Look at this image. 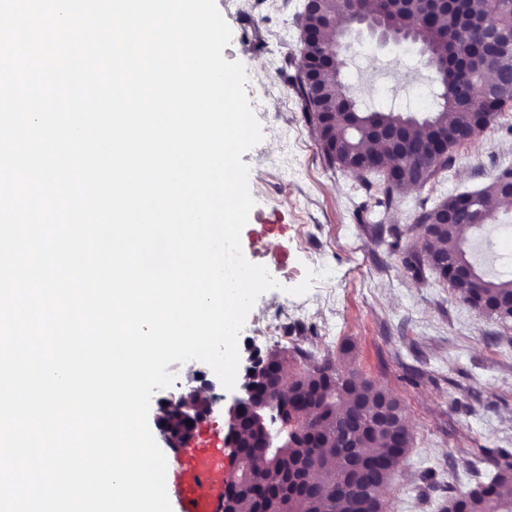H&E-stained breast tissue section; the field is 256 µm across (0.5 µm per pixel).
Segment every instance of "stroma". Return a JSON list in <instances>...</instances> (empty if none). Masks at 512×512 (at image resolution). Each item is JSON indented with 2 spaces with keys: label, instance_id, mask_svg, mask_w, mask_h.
<instances>
[{
  "label": "stroma",
  "instance_id": "stroma-1",
  "mask_svg": "<svg viewBox=\"0 0 512 512\" xmlns=\"http://www.w3.org/2000/svg\"><path fill=\"white\" fill-rule=\"evenodd\" d=\"M305 0H217L234 37L224 48L244 64L250 105L262 141L244 153L250 192L273 232L248 221L245 257L280 287L260 295L248 323L291 312L289 335L316 357L352 343V365L402 403L413 446L389 483L386 512H440L449 487L471 486L475 472H491L487 452L512 451V321L483 315L456 299L429 270L414 272L392 251L393 241L420 250L415 218L422 204L484 188L499 167L512 165V106L423 187L403 191L389 211L376 208L373 173L351 174L326 162L302 110L294 83ZM343 81L375 105L408 97L412 112L432 107L431 78L415 45H386L363 36L346 54ZM512 225V205L498 224L471 235L485 270L512 263L501 248L499 224ZM281 263H274L273 254ZM330 269L308 293L289 294L306 269Z\"/></svg>",
  "mask_w": 512,
  "mask_h": 512
}]
</instances>
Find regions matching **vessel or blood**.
I'll list each match as a JSON object with an SVG mask.
<instances>
[{
    "label": "vessel or blood",
    "mask_w": 512,
    "mask_h": 512,
    "mask_svg": "<svg viewBox=\"0 0 512 512\" xmlns=\"http://www.w3.org/2000/svg\"><path fill=\"white\" fill-rule=\"evenodd\" d=\"M231 478L224 441L204 424L187 447L178 449L175 463L166 471L176 512H222L224 491Z\"/></svg>",
    "instance_id": "1"
}]
</instances>
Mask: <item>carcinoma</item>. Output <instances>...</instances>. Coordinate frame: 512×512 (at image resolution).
Segmentation results:
<instances>
[{
  "label": "carcinoma",
  "instance_id": "carcinoma-1",
  "mask_svg": "<svg viewBox=\"0 0 512 512\" xmlns=\"http://www.w3.org/2000/svg\"><path fill=\"white\" fill-rule=\"evenodd\" d=\"M336 0H327L331 25L320 15L303 14L302 28L313 29L320 43H300V53L309 57L306 66L324 65L325 83L333 90L324 97L312 96L306 71H301L298 97L309 123L316 127L327 162L342 171L362 168L380 174L376 206L390 209L404 184L421 186L431 182L448 159L436 158L430 148L440 138L448 139V151L456 147L457 135L477 137L483 118L464 101L465 91L483 83L496 71L512 70V0H468L462 15L449 14L428 24L418 15L400 10L389 0H356L352 8L336 11ZM382 7L391 29L419 46L425 65L441 72L448 88L432 94L433 108L425 117L412 114L401 104L388 109L366 106L348 92L338 93L342 83L341 60L323 55V44L349 34L350 11L368 14ZM495 23L507 39L490 49L482 47L484 25ZM512 104V86L503 85L491 94L495 112ZM398 126L409 140L399 154L391 142L377 137L374 129ZM512 179V168L496 174L480 191L481 224H492L499 213L498 187ZM453 214V223L442 224L434 239L438 263L430 270L438 274L454 294L473 309L499 320H512V312L502 313L493 305L500 296L512 294V278L489 277L473 267L472 279L458 283L453 268L470 264L473 258L467 233L479 228L472 222L469 193L449 196L443 202L422 209L418 226L440 220L441 210ZM263 364L259 394L275 403L281 399L280 380L291 381L288 393V435L275 445L278 452H265L249 442L241 449L244 462L252 469L253 485L236 497L235 512H385L380 489L388 485L413 444L404 426V408L389 390L362 377L347 364L318 359L300 346L259 357ZM281 426L277 413L262 410L243 423L247 432ZM494 473L487 480L464 491H451L441 512H512V454L501 450L492 457ZM295 476L311 473L322 495L303 493L287 486L281 472Z\"/></svg>",
  "mask_w": 512,
  "mask_h": 512
}]
</instances>
